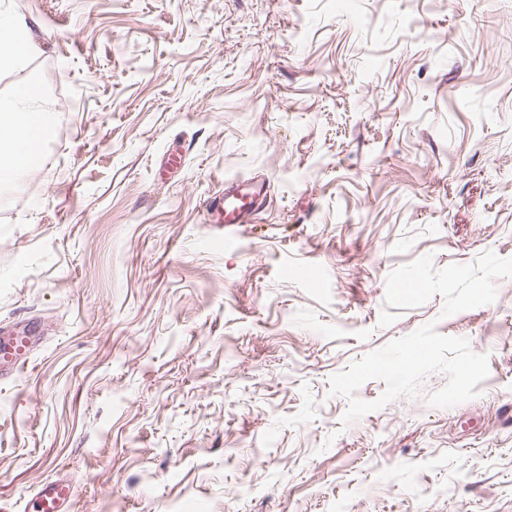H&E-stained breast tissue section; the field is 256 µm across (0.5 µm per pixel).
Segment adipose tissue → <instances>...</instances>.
I'll return each instance as SVG.
<instances>
[{
    "mask_svg": "<svg viewBox=\"0 0 512 512\" xmlns=\"http://www.w3.org/2000/svg\"><path fill=\"white\" fill-rule=\"evenodd\" d=\"M43 51L42 39L25 18L0 12V70L23 66ZM52 121V114L41 110L33 85L19 87L11 100L0 102V188L15 184L26 171L14 155L19 138L47 137Z\"/></svg>",
    "mask_w": 512,
    "mask_h": 512,
    "instance_id": "adipose-tissue-1",
    "label": "adipose tissue"
}]
</instances>
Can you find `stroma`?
<instances>
[{
  "label": "stroma",
  "mask_w": 512,
  "mask_h": 512,
  "mask_svg": "<svg viewBox=\"0 0 512 512\" xmlns=\"http://www.w3.org/2000/svg\"><path fill=\"white\" fill-rule=\"evenodd\" d=\"M0 1V512H512V0ZM43 43L25 18L0 11V70L22 67L43 53ZM37 89L30 84L17 89L8 102H0V188L18 182L26 171V165L16 160L15 145L19 138H29L38 132L40 141L51 129L53 116L43 112L38 104ZM266 198L264 184L251 178L225 185L222 193L206 199L205 208L213 224H224L225 227L250 224L266 204ZM5 334L0 338V382H14L27 368L35 344L25 331ZM25 512H77L74 486L64 477L43 481L28 500Z\"/></svg>",
  "instance_id": "stroma-1"
}]
</instances>
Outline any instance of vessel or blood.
Masks as SVG:
<instances>
[{"label": "vessel or blood", "mask_w": 512, "mask_h": 512, "mask_svg": "<svg viewBox=\"0 0 512 512\" xmlns=\"http://www.w3.org/2000/svg\"><path fill=\"white\" fill-rule=\"evenodd\" d=\"M263 183L247 179L225 186L222 193L208 197L205 208L211 223L224 226L250 223L265 205ZM34 351L31 336L10 331L0 338V382L16 381ZM25 512H78L74 486L64 477L43 481L25 505Z\"/></svg>", "instance_id": "obj_1"}]
</instances>
